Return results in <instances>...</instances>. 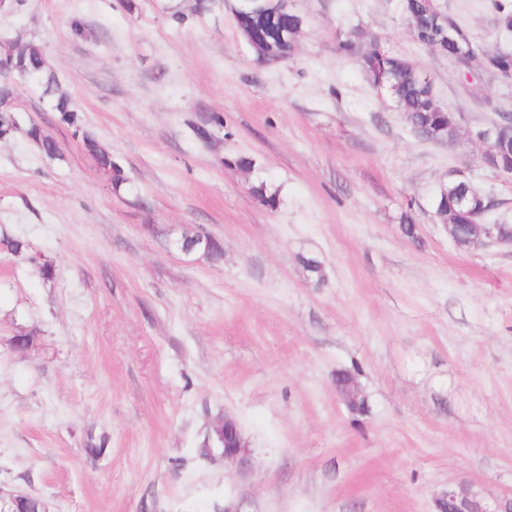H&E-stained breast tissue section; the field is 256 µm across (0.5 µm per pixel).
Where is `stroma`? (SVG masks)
Masks as SVG:
<instances>
[{"mask_svg": "<svg viewBox=\"0 0 512 512\" xmlns=\"http://www.w3.org/2000/svg\"><path fill=\"white\" fill-rule=\"evenodd\" d=\"M496 1L438 3L479 43L512 49ZM193 3L0 9V42L43 46L128 178L113 191L19 85L21 127L42 126L64 158L22 130L0 137V240L24 238L34 254L0 244V500L24 491L49 512H435L459 484L489 501L512 494V246L460 250L432 208L461 171L494 200L488 223L512 225V186L473 136L512 111V87L464 80L417 45L397 0H288L305 26L273 64L226 0L201 15ZM74 18L88 38L73 37ZM356 25L431 76L461 116L455 145L418 138L339 50ZM259 182L275 206L251 194ZM408 211L414 241L400 229ZM195 228L222 243L220 262L178 248ZM20 333L34 338L24 352L11 345ZM345 370L367 415L336 392ZM224 416L240 425L246 472L201 452Z\"/></svg>", "mask_w": 512, "mask_h": 512, "instance_id": "1", "label": "stroma"}]
</instances>
